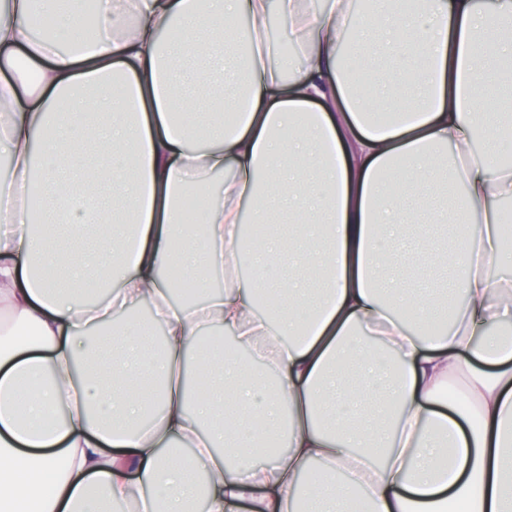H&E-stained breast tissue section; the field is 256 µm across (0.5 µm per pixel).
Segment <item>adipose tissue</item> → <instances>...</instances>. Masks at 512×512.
Returning <instances> with one entry per match:
<instances>
[{"mask_svg": "<svg viewBox=\"0 0 512 512\" xmlns=\"http://www.w3.org/2000/svg\"><path fill=\"white\" fill-rule=\"evenodd\" d=\"M81 7L0 15V197L23 192L0 209V512H189L202 487L207 512H512V280L491 273L512 138L482 105L512 97V0H117L92 29ZM37 10L69 49L33 38ZM215 173L204 224L181 223ZM450 175L453 245L410 241L409 200ZM33 196L48 217L67 198V224L31 231ZM36 256L94 267L102 301ZM266 256L261 313L242 270ZM431 267L463 296L427 336L409 325L443 298L403 283ZM176 269L202 304L173 301ZM204 327L241 345L218 388Z\"/></svg>", "mask_w": 512, "mask_h": 512, "instance_id": "ef3b65f1", "label": "adipose tissue"}]
</instances>
